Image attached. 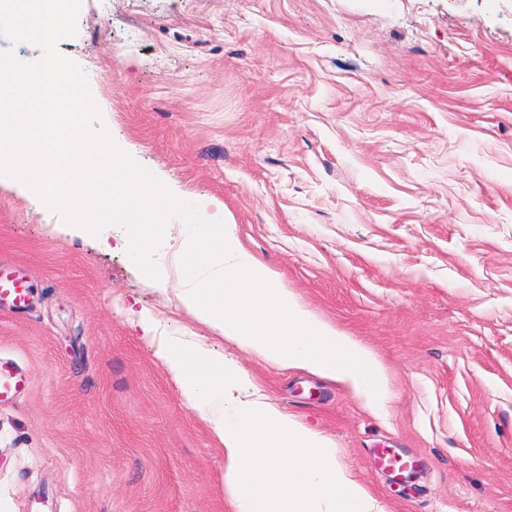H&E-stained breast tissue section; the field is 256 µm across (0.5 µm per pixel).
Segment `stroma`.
I'll return each mask as SVG.
<instances>
[{"label": "stroma", "mask_w": 512, "mask_h": 512, "mask_svg": "<svg viewBox=\"0 0 512 512\" xmlns=\"http://www.w3.org/2000/svg\"><path fill=\"white\" fill-rule=\"evenodd\" d=\"M115 144L390 374L346 385L209 334L108 248L0 182V512H234L224 451L142 325L206 337L332 438L377 512H512V0H83L57 45ZM405 448L395 480L373 449ZM30 300L27 282L8 267H0V304L7 303L17 313L24 312ZM28 387V379L20 366L11 359H0V401H8Z\"/></svg>", "instance_id": "35a3bbf8"}]
</instances>
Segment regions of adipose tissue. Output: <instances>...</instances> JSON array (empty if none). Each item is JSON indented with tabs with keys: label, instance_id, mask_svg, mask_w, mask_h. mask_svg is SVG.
<instances>
[{
	"label": "adipose tissue",
	"instance_id": "1",
	"mask_svg": "<svg viewBox=\"0 0 512 512\" xmlns=\"http://www.w3.org/2000/svg\"><path fill=\"white\" fill-rule=\"evenodd\" d=\"M157 356L224 449V488L235 512H373L365 490L336 464L333 441L271 403L233 395L234 362L195 341H160Z\"/></svg>",
	"mask_w": 512,
	"mask_h": 512
}]
</instances>
